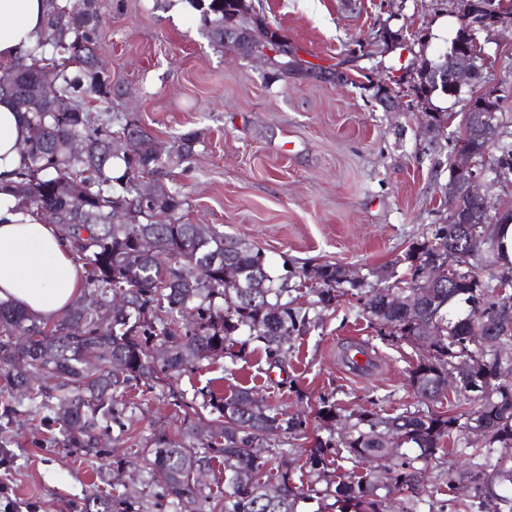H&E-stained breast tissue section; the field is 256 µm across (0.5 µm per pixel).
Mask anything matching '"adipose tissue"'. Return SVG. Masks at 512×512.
Returning <instances> with one entry per match:
<instances>
[{
  "instance_id": "adipose-tissue-1",
  "label": "adipose tissue",
  "mask_w": 512,
  "mask_h": 512,
  "mask_svg": "<svg viewBox=\"0 0 512 512\" xmlns=\"http://www.w3.org/2000/svg\"><path fill=\"white\" fill-rule=\"evenodd\" d=\"M46 13L45 0H0V65L25 58ZM28 128L9 98L0 99V300L52 319L81 295L84 271L72 243L10 187Z\"/></svg>"
}]
</instances>
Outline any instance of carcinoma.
Listing matches in <instances>:
<instances>
[{"instance_id":"cac0c4a2","label":"carcinoma","mask_w":512,"mask_h":512,"mask_svg":"<svg viewBox=\"0 0 512 512\" xmlns=\"http://www.w3.org/2000/svg\"><path fill=\"white\" fill-rule=\"evenodd\" d=\"M200 13L210 40L239 51L241 43L226 36L239 29L258 52L281 38L279 30L248 16L246 0H189ZM497 0H474L473 20L494 16ZM101 24L98 0H83L74 11L67 0H48L45 28L29 59L11 66L12 99L25 114L29 136L20 149L14 195L20 204L54 213L62 235L75 246L85 269L81 296L61 316L45 320L0 300V439L20 423L56 430L64 445L99 453L129 430L132 408L119 402L131 389L155 396L183 372L219 358L243 359L254 343L263 345L274 363L288 356L291 336L306 329V315L288 302V288L273 277L261 248L227 236L213 225L184 221L187 200L180 188L163 180L167 168L184 164L195 152L199 134L190 130L163 154L156 137L132 115L103 119L92 103L112 94L95 46ZM448 55L425 59L439 69L438 80L415 84L426 95L457 96L460 88L446 68ZM55 69L48 103L31 106L29 87L46 67ZM273 78L306 77L301 62L271 58ZM119 129H112V125ZM457 141L476 160L485 152L512 178V132L498 131L486 144L477 128L462 121ZM478 204L461 196L439 224L398 256L393 266L407 265L400 292L426 289L429 305L415 315L407 305L386 299V289L365 280L344 279V267L324 262L301 267L300 274L319 285V302L330 305L349 289L364 299V312L380 327V339L406 342L420 350L409 371L417 405L394 416L363 407L350 411L322 398L315 408L319 422L345 423V437H314L297 458L320 481L329 459L372 462L385 456L391 465L362 476L338 474L326 482L323 512H417L427 490L424 467L459 452L471 468L448 473L450 501L468 507L469 493L479 494L481 512H512V383L496 380L512 355V320L504 322L500 349L483 343L484 323L497 316L498 277L512 275L495 249L467 258L463 223ZM163 213L168 222L156 216ZM440 254L452 261L449 278L430 284L423 257ZM236 267L240 282L224 280V264ZM209 267L207 279L194 274ZM127 298L122 309L110 307L112 294ZM193 320H185V312ZM434 329L424 336L422 325ZM473 362L472 386L458 390L462 411L444 413L429 407L448 393V366ZM196 408L183 403L179 438L164 434L143 458L145 487L156 499H172L182 512H300L311 494L296 485L286 465L290 437L305 434L307 422L259 400L251 389L225 395L199 391ZM391 430L395 448L384 445ZM458 445L447 448L445 443ZM224 465V502L219 504L198 482L196 472L213 461ZM276 478L280 495L269 499L266 485ZM80 512H146L142 498L112 494V485L92 484Z\"/></svg>"}]
</instances>
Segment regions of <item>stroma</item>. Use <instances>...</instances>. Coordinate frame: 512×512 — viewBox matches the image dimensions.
I'll return each instance as SVG.
<instances>
[{
	"label": "stroma",
	"instance_id": "35a3bbf8",
	"mask_svg": "<svg viewBox=\"0 0 512 512\" xmlns=\"http://www.w3.org/2000/svg\"><path fill=\"white\" fill-rule=\"evenodd\" d=\"M465 4L260 0L267 22L315 65H344L356 42L373 43L374 56L357 64L374 81L398 87L400 105L387 112L370 92L349 85L272 80L265 62L213 44L187 2L177 9L173 0H99L97 53L120 92L97 111L134 113L166 151L177 135L198 131L190 162L169 172L188 201L189 221L259 246L271 272L287 275L288 299L309 319L306 332L293 336L284 369L269 367L258 348L247 359L220 358L183 373L173 382L177 391L251 387L291 414L308 413L327 395L342 408L382 415L414 403L408 373L416 349L382 342L357 298L322 306L316 284L297 270L323 262L362 276L390 269L428 225L446 217L450 154L471 96L501 95L500 121L512 131V28L478 31L488 65L459 96L432 94L414 108L410 85L399 82L413 55L446 53L452 37L440 27L457 23ZM386 23L401 30L409 52L377 42ZM424 109L451 113L448 127L424 134ZM124 400L134 408L125 442L97 457H77L34 426L14 427L0 463V512L30 503L36 512H79L88 485L104 481L115 493L140 495L135 459L155 435H177L183 410L172 398L146 400L135 391Z\"/></svg>",
	"mask_w": 512,
	"mask_h": 512
}]
</instances>
